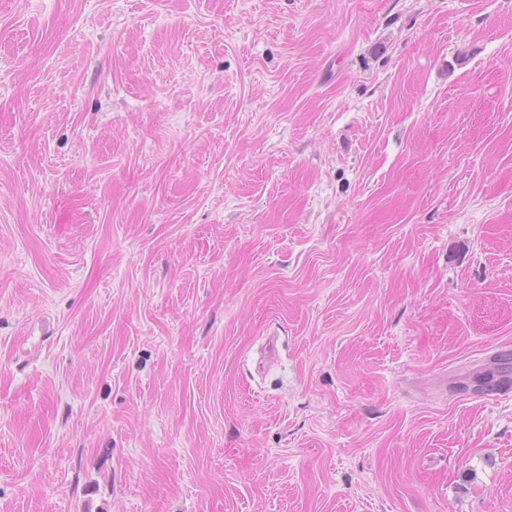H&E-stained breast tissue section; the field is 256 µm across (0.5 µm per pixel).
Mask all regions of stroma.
<instances>
[{
  "instance_id": "1",
  "label": "stroma",
  "mask_w": 512,
  "mask_h": 512,
  "mask_svg": "<svg viewBox=\"0 0 512 512\" xmlns=\"http://www.w3.org/2000/svg\"><path fill=\"white\" fill-rule=\"evenodd\" d=\"M502 354L512 0H0V512H512Z\"/></svg>"
}]
</instances>
